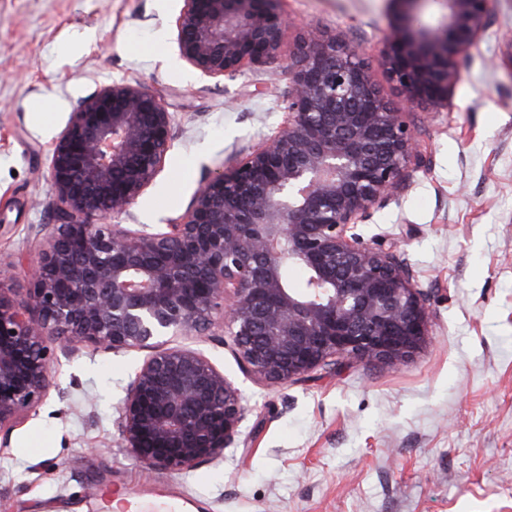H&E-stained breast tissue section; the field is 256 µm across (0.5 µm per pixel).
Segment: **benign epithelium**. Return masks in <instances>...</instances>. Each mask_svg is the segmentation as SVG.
<instances>
[{"mask_svg": "<svg viewBox=\"0 0 512 512\" xmlns=\"http://www.w3.org/2000/svg\"><path fill=\"white\" fill-rule=\"evenodd\" d=\"M281 0H183L181 61L221 80L277 56ZM380 66L409 106L448 108L458 61L481 41L494 0H394ZM287 119L157 231L110 219L162 168L175 135L162 96L114 81L80 100L53 145L59 216L40 224L21 295L0 287V446L45 396L50 344L150 350L126 389L121 447L147 472H186L224 456L243 420L241 392L199 351L156 350L160 336H231L242 369L269 384L336 359L396 362L429 336L424 294L397 247L356 232L420 163L406 112L378 93L360 47L311 29L288 63ZM302 267L309 287H289Z\"/></svg>", "mask_w": 512, "mask_h": 512, "instance_id": "benign-epithelium-1", "label": "benign epithelium"}]
</instances>
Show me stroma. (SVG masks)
Masks as SVG:
<instances>
[{
  "mask_svg": "<svg viewBox=\"0 0 512 512\" xmlns=\"http://www.w3.org/2000/svg\"><path fill=\"white\" fill-rule=\"evenodd\" d=\"M182 0H0V263L27 285L38 224L57 216L52 145L79 100L115 80L160 92L176 137L132 207L161 230L197 190L284 119L288 61L311 28L361 45L374 83L389 0H286L281 53L222 80L182 62ZM447 110H411L422 155L399 195L357 231L398 242L431 318L396 363L342 361L283 384L244 373L230 337L167 336L202 352L242 393L225 458L147 473L120 445L119 407L144 350L53 343L54 378L0 451V512H107L113 493L181 512H512V0H496L459 59Z\"/></svg>",
  "mask_w": 512,
  "mask_h": 512,
  "instance_id": "1",
  "label": "stroma"
}]
</instances>
